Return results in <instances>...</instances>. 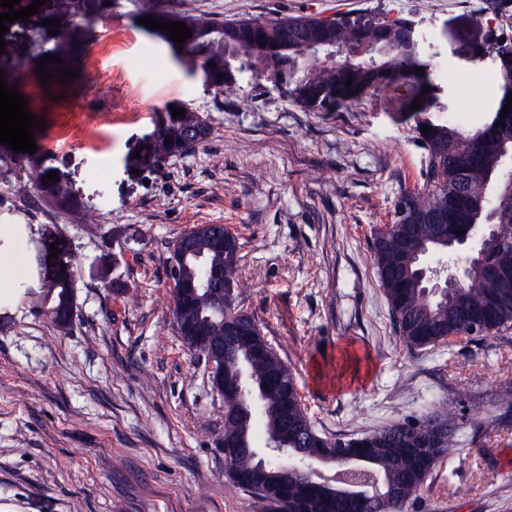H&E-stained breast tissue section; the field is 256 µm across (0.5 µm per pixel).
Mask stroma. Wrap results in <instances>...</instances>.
Returning <instances> with one entry per match:
<instances>
[{"mask_svg": "<svg viewBox=\"0 0 512 512\" xmlns=\"http://www.w3.org/2000/svg\"><path fill=\"white\" fill-rule=\"evenodd\" d=\"M57 0L10 24L5 78L45 120V171L76 206L58 208L29 174L0 181V512H260L225 475L215 435L224 404L173 323L167 269L175 239L223 224L245 257L239 302L296 375L320 435L350 438L437 410L461 413L458 459L428 477L406 512H512V329L484 341L409 350L374 266V229L401 192L421 186L425 152L404 115L363 103L339 112L297 104L289 86L249 69L216 93L202 60L174 53L138 22L146 0H112L92 23L123 34L98 70L93 40L74 43L73 81L33 89L26 46ZM492 0H162L225 21L283 16L413 21L439 72L442 109L470 117L502 96L493 60L483 87L458 48ZM167 63L155 72L153 58ZM211 129L188 153L149 152L168 104ZM111 111V124L96 110ZM91 139L47 148L65 122ZM60 259H52L53 250ZM75 312L60 328L36 312L59 261Z\"/></svg>", "mask_w": 512, "mask_h": 512, "instance_id": "stroma-1", "label": "stroma"}]
</instances>
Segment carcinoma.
Segmentation results:
<instances>
[{"label": "carcinoma", "instance_id": "cac0c4a2", "mask_svg": "<svg viewBox=\"0 0 512 512\" xmlns=\"http://www.w3.org/2000/svg\"><path fill=\"white\" fill-rule=\"evenodd\" d=\"M108 0H63L58 15L59 67L69 63L76 35H91L88 26L76 29L65 18H93L108 10ZM163 22H183L193 30L183 43L214 63L212 77L218 92L232 86L234 72L248 68L292 87L297 102L317 112H336L362 103L379 93L388 108H403L415 117L413 131L426 151L425 184L400 194L394 202V228L378 231L372 250L380 285L387 298L393 324L407 347L422 349L445 343L452 337L483 339L512 328V299H502L498 279L486 265L497 252L512 249V229L489 237L483 263L471 265L464 279L446 295L432 297L418 274V253H448V239L476 232L487 223L512 226V114L492 113L481 125L463 129L451 120L429 117L437 104L438 84L434 68L419 44L407 36L411 23L404 19L360 23L308 16H285L266 21L224 22L210 15L177 16L155 11ZM491 57L503 82L512 85V41L489 40ZM351 84H346V81ZM431 91L424 93L423 88ZM420 100L419 108L412 107ZM184 114L169 117L155 141L153 154H183L210 134L196 110L176 104ZM429 127L423 133L422 127ZM170 144H165V140ZM44 195L61 204L68 196L44 178L37 182ZM227 252L210 248L206 230L194 233L193 248L209 265L224 270V282L235 287L226 307L199 293L185 307L182 322L199 324L211 344L224 346V384L243 388L235 402L224 403V427L217 436L237 445L229 479L253 493L261 512H404L433 469L459 454L455 432L457 414L437 411L398 421L380 431L352 439H328L319 435L303 406L296 380L288 365L263 336L236 341L226 335V324L236 319L255 320L239 306L241 245L227 234ZM74 304L72 280L63 278L46 285L40 298L41 312L59 322L63 307ZM448 427V436L425 445L430 421ZM419 425L415 435L408 434ZM266 446L278 450L275 459L260 456L257 428ZM359 459V470L324 476L336 463L329 454Z\"/></svg>", "mask_w": 512, "mask_h": 512}]
</instances>
